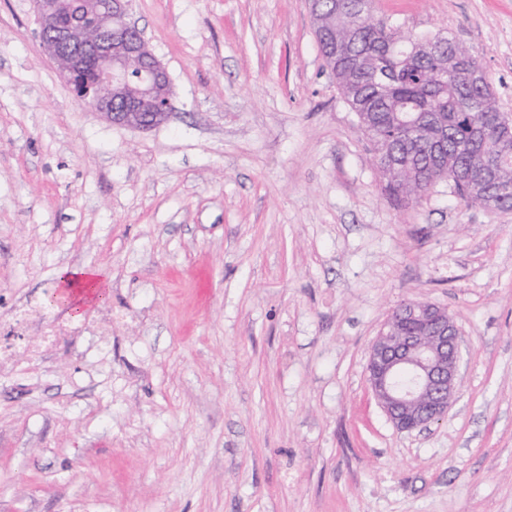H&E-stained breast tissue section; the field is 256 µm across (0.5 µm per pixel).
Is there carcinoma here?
Returning a JSON list of instances; mask_svg holds the SVG:
<instances>
[{
	"label": "carcinoma",
	"instance_id": "obj_1",
	"mask_svg": "<svg viewBox=\"0 0 512 512\" xmlns=\"http://www.w3.org/2000/svg\"><path fill=\"white\" fill-rule=\"evenodd\" d=\"M341 8L337 85L363 114L358 128L371 146L384 191L401 205L419 203L438 181L465 180L483 168L490 182L461 195L468 206L499 210L512 203V128L468 49L443 37L444 50L423 48L398 26L376 19L373 0H323Z\"/></svg>",
	"mask_w": 512,
	"mask_h": 512
}]
</instances>
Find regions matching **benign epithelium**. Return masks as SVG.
Returning a JSON list of instances; mask_svg holds the SVG:
<instances>
[{"label": "benign epithelium", "mask_w": 512, "mask_h": 512, "mask_svg": "<svg viewBox=\"0 0 512 512\" xmlns=\"http://www.w3.org/2000/svg\"><path fill=\"white\" fill-rule=\"evenodd\" d=\"M131 0H83L69 18L67 0H34L38 38L72 94L115 126L151 130L166 123L168 72L144 30L128 20ZM136 71L139 83L128 77ZM461 334L448 311L407 303L374 340L367 372L396 430L412 432L448 415L460 377Z\"/></svg>", "instance_id": "7a95c632"}]
</instances>
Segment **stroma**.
<instances>
[{"instance_id": "1", "label": "stroma", "mask_w": 512, "mask_h": 512, "mask_svg": "<svg viewBox=\"0 0 512 512\" xmlns=\"http://www.w3.org/2000/svg\"><path fill=\"white\" fill-rule=\"evenodd\" d=\"M172 116L112 125L0 0V319L105 268L109 353L0 370V512H512V211L386 198L308 0H132ZM462 41L512 114V0H376ZM408 301L461 348L397 431L368 349Z\"/></svg>"}]
</instances>
